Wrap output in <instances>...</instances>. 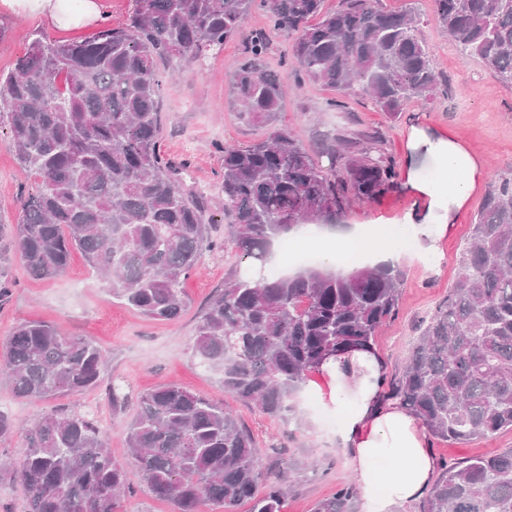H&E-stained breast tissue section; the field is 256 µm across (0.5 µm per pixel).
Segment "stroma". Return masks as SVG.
<instances>
[{
	"label": "stroma",
	"instance_id": "35a3bbf8",
	"mask_svg": "<svg viewBox=\"0 0 512 512\" xmlns=\"http://www.w3.org/2000/svg\"><path fill=\"white\" fill-rule=\"evenodd\" d=\"M392 10L414 9L420 16L418 32L429 46L444 83L432 100L409 104L392 120L378 108L355 106L345 112L329 109L336 91L302 80L292 82L277 124L295 134L305 147L319 143L322 133L339 129L345 134L379 132L377 151L402 160L407 131L419 124L438 134H452L470 151L485 159L486 177L512 170V88L493 77L475 57L463 55L432 14L429 0H381ZM264 24L260 12H252L240 34L228 39L223 48L210 51L202 64L176 72H163V148L175 160L188 162V180L205 187L215 205H222L220 185L224 177L221 145L244 147L263 137L261 127L244 125L230 104L227 67L243 58L249 33ZM95 25L53 24L37 16L6 10L0 6V73L11 71L32 35L48 39L84 38ZM36 184L10 147L6 128H0V222L14 224L20 218L21 195L34 193ZM466 210L443 243V254L403 263L405 281L395 318L379 333L376 349L386 362V382H393L415 343L417 326L437 304L448 296L458 278L460 253L471 233L481 196ZM407 200L397 191L376 203H357L344 214L346 224L393 221L401 216ZM235 252L205 253L197 271L184 284L188 305L170 322H155L112 297L100 276L81 254H72L66 270L55 280H32L24 261L14 252L7 255V270L13 282L7 302L0 305V339L8 336L21 320H45L66 336H90L107 357L102 388L65 397L66 405L83 408L97 405L107 415L102 425L113 459L128 472L130 491L123 512H174L166 501L143 491L131 459L126 428L136 406L135 398L162 384L174 383L224 403L252 434L265 468L279 460L298 465L285 512H312L314 503L350 481V466L337 448L334 423L322 413L298 410L290 422L270 417L255 406L225 393L218 376L200 371L193 345L199 317L212 296L235 271ZM121 383L131 398L127 408L113 412L104 387ZM56 400H30L16 396L11 384L0 377V410L22 426L56 407ZM438 460L461 462L469 457L512 448V431L465 443L430 440Z\"/></svg>",
	"mask_w": 512,
	"mask_h": 512
}]
</instances>
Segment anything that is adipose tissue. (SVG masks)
Instances as JSON below:
<instances>
[{
	"mask_svg": "<svg viewBox=\"0 0 512 512\" xmlns=\"http://www.w3.org/2000/svg\"><path fill=\"white\" fill-rule=\"evenodd\" d=\"M401 162L410 205L397 224H360L319 237L322 265L336 263L348 248L377 263L400 260L402 236L420 253L436 257L460 214L467 210L484 178V161L452 135L410 126ZM434 161L440 182L423 180L421 160ZM384 357L373 348L352 346L326 358L313 388L317 409L336 420L334 440L343 448L358 483V512H408L429 491L438 461L420 421L399 402L384 399Z\"/></svg>",
	"mask_w": 512,
	"mask_h": 512,
	"instance_id": "1",
	"label": "adipose tissue"
}]
</instances>
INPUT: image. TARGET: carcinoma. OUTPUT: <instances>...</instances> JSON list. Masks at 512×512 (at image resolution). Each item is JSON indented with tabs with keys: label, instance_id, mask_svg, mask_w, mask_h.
<instances>
[{
	"label": "carcinoma",
	"instance_id": "1",
	"mask_svg": "<svg viewBox=\"0 0 512 512\" xmlns=\"http://www.w3.org/2000/svg\"><path fill=\"white\" fill-rule=\"evenodd\" d=\"M135 0L126 22L82 40L34 34L0 76V126L24 169L37 179L21 220L0 224V242L30 277L56 278L81 251L113 296L146 317L177 319L182 282L206 251L234 246L239 262L263 264L295 228H333L356 202L373 203L399 185L391 157L372 155L379 137L328 133L322 151L342 174L274 122L287 78L267 68L275 35L293 39L303 77L338 91L345 109L365 98L391 119L438 89L429 47L407 10L381 0ZM434 14L466 56L512 86V0H431ZM253 9L267 27L228 68L240 120L268 134L226 145L224 213L185 184L187 164L162 154L158 68L193 65L234 36ZM69 77L65 86L57 78ZM224 223V233L213 235ZM404 271L395 265L343 275L312 266L294 276L234 274L215 294L193 346L199 366L222 377L224 392L288 422L308 373L351 345H374L398 310ZM105 362L89 336H64L23 320L0 344V373L17 396L53 399L100 384ZM441 441L512 430V170L486 192L462 252L456 284L431 314L386 393ZM148 493L176 512L203 501L238 512H283L295 464L264 473L251 435L224 405L176 384L142 393L127 430ZM24 488L27 512H122L129 486L106 434L87 410L56 408L25 431L18 460L0 458V479ZM356 488L337 487L313 512H353ZM422 512H512V448L445 463Z\"/></svg>",
	"mask_w": 512,
	"mask_h": 512
}]
</instances>
